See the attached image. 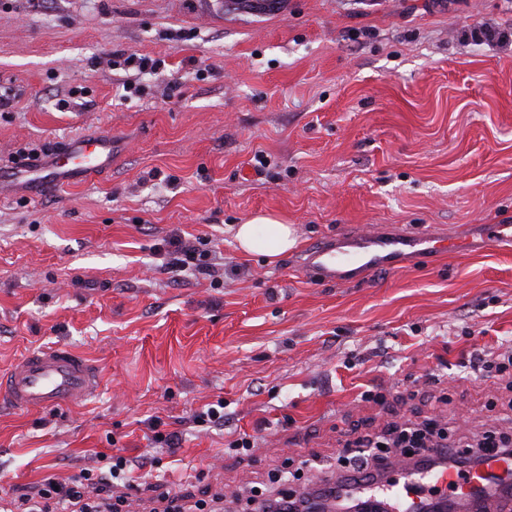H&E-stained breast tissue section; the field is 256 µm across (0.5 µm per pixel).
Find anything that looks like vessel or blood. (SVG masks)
<instances>
[{
  "mask_svg": "<svg viewBox=\"0 0 512 512\" xmlns=\"http://www.w3.org/2000/svg\"><path fill=\"white\" fill-rule=\"evenodd\" d=\"M112 164V137L80 136L54 152L47 164L0 174V184L11 182L39 195L51 187L71 183ZM485 247L512 249V224H487L481 232ZM468 238L437 231L415 234L401 231L384 235L368 231L347 239H329L313 248L300 268L318 282H350L383 267H394L403 258L421 259L470 250ZM95 366L64 346L26 354L0 374V402L13 410L71 405L90 397L97 387ZM512 483V457L501 455L482 468L459 472L430 469L417 472L398 464L382 476L378 488L384 512H431L433 507L471 501L481 512H512V494L503 490Z\"/></svg>",
  "mask_w": 512,
  "mask_h": 512,
  "instance_id": "1",
  "label": "vessel or blood"
}]
</instances>
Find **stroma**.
Wrapping results in <instances>:
<instances>
[{
	"mask_svg": "<svg viewBox=\"0 0 512 512\" xmlns=\"http://www.w3.org/2000/svg\"><path fill=\"white\" fill-rule=\"evenodd\" d=\"M477 23L512 26V0H0V172L113 139L108 171L0 196V372L63 345L99 377L71 406L0 405V501L119 452L138 464L123 512H160L166 488L185 512H240L279 471L303 470L298 492L335 480L347 439L399 419L472 441L504 416L466 362L512 343V251L344 284L299 269L363 229L512 224V43L464 39ZM260 212L287 218L293 250L239 252ZM176 234L211 274L169 273ZM219 401L224 425L196 422Z\"/></svg>",
	"mask_w": 512,
	"mask_h": 512,
	"instance_id": "obj_1",
	"label": "stroma"
}]
</instances>
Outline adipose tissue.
Listing matches in <instances>:
<instances>
[{
    "mask_svg": "<svg viewBox=\"0 0 512 512\" xmlns=\"http://www.w3.org/2000/svg\"><path fill=\"white\" fill-rule=\"evenodd\" d=\"M236 240L244 254L271 258L287 253L296 244L291 226L274 213H260L239 224Z\"/></svg>",
    "mask_w": 512,
    "mask_h": 512,
    "instance_id": "obj_1",
    "label": "adipose tissue"
}]
</instances>
